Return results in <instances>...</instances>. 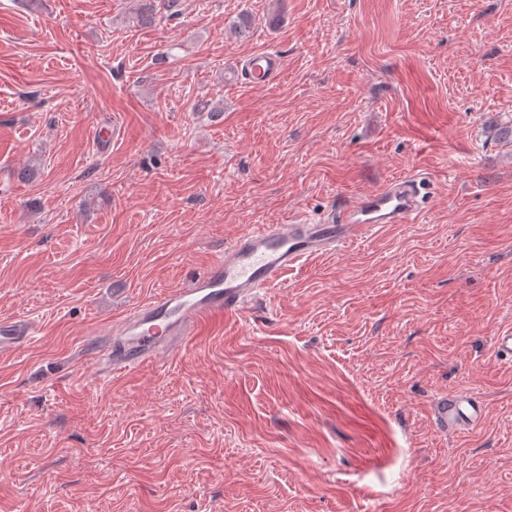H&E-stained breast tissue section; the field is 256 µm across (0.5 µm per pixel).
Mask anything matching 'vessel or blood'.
Wrapping results in <instances>:
<instances>
[{"mask_svg":"<svg viewBox=\"0 0 512 512\" xmlns=\"http://www.w3.org/2000/svg\"><path fill=\"white\" fill-rule=\"evenodd\" d=\"M246 69L252 83L275 80L283 59L261 52ZM421 183L395 179L314 220L297 216L287 224H263L236 237L224 253L188 286L164 291L126 313L114 326L111 342L103 344L112 373H128L168 356L184 346L214 318L242 316L258 293L282 280L303 261L350 247L382 224H407L420 212ZM36 334L33 321L21 316L0 319V356H12ZM483 404L473 395L451 391L433 399L430 414L437 429L454 433L479 425Z\"/></svg>","mask_w":512,"mask_h":512,"instance_id":"1","label":"vessel or blood"}]
</instances>
